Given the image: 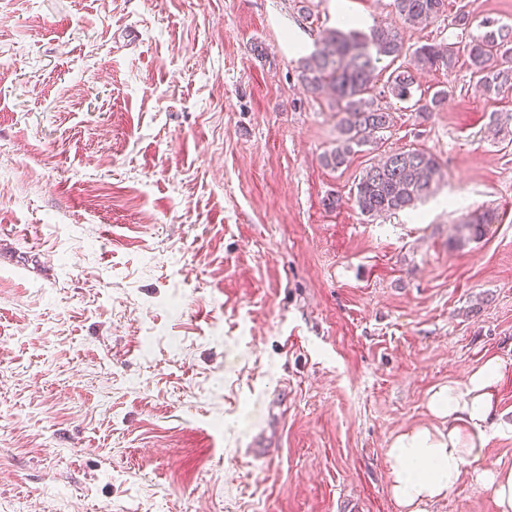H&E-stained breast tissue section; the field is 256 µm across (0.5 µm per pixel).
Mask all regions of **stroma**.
<instances>
[{
	"label": "stroma",
	"instance_id": "obj_1",
	"mask_svg": "<svg viewBox=\"0 0 512 512\" xmlns=\"http://www.w3.org/2000/svg\"><path fill=\"white\" fill-rule=\"evenodd\" d=\"M462 7L512 26V0L415 27L392 0H0V512H400L390 440L492 357L483 461L512 467V89L429 72L424 121L376 84L392 127L332 170L297 79L337 11L416 47ZM412 147L438 192L361 215L362 170ZM426 512L497 507L467 477ZM448 98V90L442 89L433 93V95L423 102L421 95L414 102L413 106H417L416 114L419 119L428 120L433 112H438ZM497 216L493 210L474 212L453 224L449 245L453 249H463L471 242H476L485 235L489 224H493Z\"/></svg>",
	"mask_w": 512,
	"mask_h": 512
}]
</instances>
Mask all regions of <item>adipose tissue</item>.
<instances>
[{
	"label": "adipose tissue",
	"mask_w": 512,
	"mask_h": 512,
	"mask_svg": "<svg viewBox=\"0 0 512 512\" xmlns=\"http://www.w3.org/2000/svg\"><path fill=\"white\" fill-rule=\"evenodd\" d=\"M505 368L491 358L465 382L452 381L433 391L427 403L434 426H416L395 435L386 451L391 493L401 512H425L445 498L464 473L492 492L498 512H512V467L485 468L486 425L498 410L495 390Z\"/></svg>",
	"instance_id": "ef3b65f1"
}]
</instances>
